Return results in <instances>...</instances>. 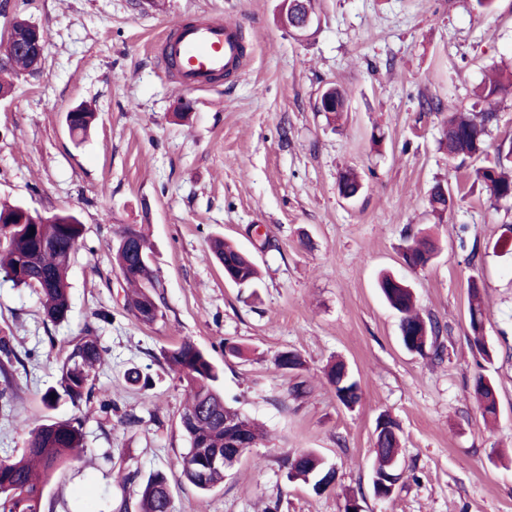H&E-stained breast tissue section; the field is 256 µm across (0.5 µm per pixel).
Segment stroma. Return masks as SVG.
<instances>
[{
	"label": "stroma",
	"mask_w": 512,
	"mask_h": 512,
	"mask_svg": "<svg viewBox=\"0 0 512 512\" xmlns=\"http://www.w3.org/2000/svg\"><path fill=\"white\" fill-rule=\"evenodd\" d=\"M0 40L13 19L41 29V69L13 80L0 100V202L84 226L69 271L71 311L55 324L39 295L0 277V339L21 359L0 377V459L22 454L30 429L80 415L86 447L47 484L41 512H141L140 490L169 478L173 512H512V209L491 205L471 169L442 144L444 114L477 110L476 91L512 59V0L481 13L476 0H316L305 37L282 24L283 0H5ZM212 15L236 23L246 66L227 82L187 91L157 56L165 30ZM347 110L327 122L325 85ZM425 97L444 113L421 111ZM97 114L84 141L66 113ZM363 190L338 191L345 171ZM452 186L436 220L427 194ZM142 225L162 286V315L140 323L112 265L119 226ZM431 229L439 245L423 268L405 265L406 237ZM233 239L261 271L239 288L206 256L211 237ZM390 273L442 327V359L407 352L398 317L378 287ZM483 288L491 360L472 349L469 278ZM92 331L103 350L90 403L42 401L72 339ZM190 341L220 370L226 398L268 432L222 484L202 492L172 463L188 448L184 388L167 355ZM238 344L236 357L225 342ZM284 351L303 365H275ZM343 359L362 400L345 408L324 369ZM138 369L142 381L125 380ZM496 387L485 423L471 386ZM305 393L293 397L294 386ZM401 428L400 478L390 499L372 491L380 415ZM316 450L336 470L322 492L287 477L281 453ZM95 499H87L86 486Z\"/></svg>",
	"instance_id": "stroma-1"
}]
</instances>
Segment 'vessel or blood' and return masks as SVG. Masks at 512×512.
<instances>
[{
    "label": "vessel or blood",
    "instance_id": "b4317fda",
    "mask_svg": "<svg viewBox=\"0 0 512 512\" xmlns=\"http://www.w3.org/2000/svg\"><path fill=\"white\" fill-rule=\"evenodd\" d=\"M163 58H175L180 87L204 90L216 78L240 72L244 44L238 26L220 18L186 22L165 32L156 45Z\"/></svg>",
    "mask_w": 512,
    "mask_h": 512
}]
</instances>
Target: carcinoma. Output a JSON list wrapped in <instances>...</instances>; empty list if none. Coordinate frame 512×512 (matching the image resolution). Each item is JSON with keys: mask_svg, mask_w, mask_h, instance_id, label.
Here are the masks:
<instances>
[{"mask_svg": "<svg viewBox=\"0 0 512 512\" xmlns=\"http://www.w3.org/2000/svg\"><path fill=\"white\" fill-rule=\"evenodd\" d=\"M30 65L31 60L18 51L17 44L7 39L6 46L0 50V92L8 94L12 88V84L1 75L27 72ZM511 94L512 68L496 71L480 88V98L484 101H496ZM323 97L329 100L323 112L332 119L346 111V97L340 88L326 87ZM73 111L77 112L78 118L69 127V132L78 136L91 126L94 113L82 106L73 108ZM497 122L498 115L491 109L448 113L445 140L448 156L458 161L457 168H463L471 160L487 154V138ZM475 176L491 201L498 205H512V140L500 142L493 159L476 168ZM361 188L355 173L347 172L340 177L339 191L343 197L353 199ZM452 201L449 187L437 183L430 189L429 204L438 217H443ZM83 232V224L69 213L54 214L35 225L0 223V238L5 241V245L0 247V271L13 286L36 289L46 317L54 323L65 321L70 312L68 274ZM409 238L412 243L402 254L404 262L412 267L428 265L436 255L431 235L420 229ZM143 247L149 248L143 230L127 224L119 232L112 260L131 287L126 299L127 308L139 321L152 324L161 316L156 300L161 283L149 262L141 257ZM210 252L224 269V278L233 279L243 288L254 287L258 271L249 254L224 238L212 239ZM378 287L399 316L403 347L420 355L429 352L435 357L441 356L443 349L438 342L441 326L436 321L423 319L415 296L404 280L385 274L378 280ZM486 321L481 289L478 281L472 278L468 281L470 341L483 359L489 361L491 352L484 336ZM100 355L96 337L75 338L59 362L56 386L43 396L45 405L53 407L65 400L78 408L89 402L94 396L96 365ZM167 362L185 383L188 396L180 422L189 448L176 459L174 466L190 484L207 492L224 482L225 469L232 468L236 459H227L224 467L203 468L199 458L216 451L224 452L236 433L244 435L253 446L262 439V432L254 421L224 398L216 386L218 368L203 350L184 341L169 352ZM346 370V364L337 361L328 368L327 378L335 387L341 404L351 409L361 399L360 386L354 377L345 376ZM473 393L484 420H496L497 403L491 379L481 373L475 376ZM378 421L385 423L387 431L375 435L373 477L382 480L391 474L397 478L398 463L393 461V457L401 454L400 428L386 415L380 416ZM83 448V423L78 417L55 419L34 427L28 433L21 457L0 459V512H40L44 489L53 474L74 460ZM280 463L288 471V478L310 484L316 491L330 486L335 478V473L314 451L296 455L283 453ZM141 508L143 512H171L172 495L165 473L158 471L148 478L141 490Z\"/></svg>", "mask_w": 512, "mask_h": 512, "instance_id": "1", "label": "carcinoma"}]
</instances>
